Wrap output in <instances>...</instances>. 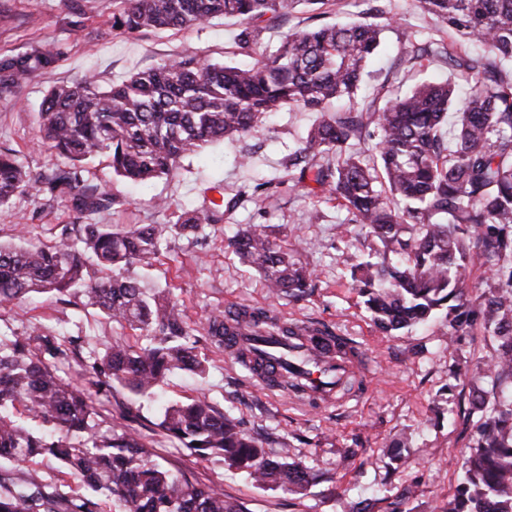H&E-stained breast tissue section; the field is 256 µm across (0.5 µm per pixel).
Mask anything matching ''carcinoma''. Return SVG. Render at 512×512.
I'll use <instances>...</instances> for the list:
<instances>
[{"label":"carcinoma","mask_w":512,"mask_h":512,"mask_svg":"<svg viewBox=\"0 0 512 512\" xmlns=\"http://www.w3.org/2000/svg\"><path fill=\"white\" fill-rule=\"evenodd\" d=\"M329 2L113 0L112 30L121 34L234 18L244 24L240 47L251 49L254 60L239 66L185 55L108 90L91 75L53 88L38 142L62 162L44 184L80 212L99 211L117 203L85 178V165L100 157L115 175L146 183L209 143L257 131L268 113L285 107L322 113L289 159L299 171L291 188L311 179L350 223L380 241V252L357 263L352 284L380 332L391 336L442 311L448 344L474 328L497 341L491 360L471 374L477 437L448 512H512V403L498 397L512 383V72L501 67L512 62V0H418L424 13L448 26L456 49L440 41L417 48L413 58L441 57L470 83L463 101L455 82H425L381 105L374 99L346 111L337 103L355 98L381 43L377 25L289 29L277 49L258 46L262 31L282 27L302 8L323 16ZM3 69L15 83L34 67L10 60ZM458 102V122L445 136L448 110ZM366 141L374 142L376 158L351 150ZM35 189L11 151H0V205ZM239 196L211 200L174 224L121 230L81 224L75 241L54 247L0 243V305L34 294L69 304L79 299L144 340L134 346L112 339L83 379L66 382L57 371L75 354L66 340L44 333L0 339V512H103L106 500L117 512H241L222 488L159 464L147 435L100 431V395L117 388L128 395L125 419L144 420L141 403L155 402L158 421L150 425L200 459L222 462L261 486L306 491V470L268 456L212 403L157 399L169 375L202 377L209 361L197 352L196 329L171 293L149 292L128 275L132 264L155 258L174 230L224 223ZM228 247L274 294L299 301L314 288L313 271L263 229L237 232ZM476 261L489 278L471 298L465 286ZM228 316L248 327L267 312L209 315L203 330L219 348ZM35 458L55 461L85 492H65L27 467Z\"/></svg>","instance_id":"1"}]
</instances>
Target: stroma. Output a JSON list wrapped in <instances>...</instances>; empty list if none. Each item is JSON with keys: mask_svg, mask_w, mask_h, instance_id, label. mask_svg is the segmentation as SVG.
<instances>
[{"mask_svg": "<svg viewBox=\"0 0 512 512\" xmlns=\"http://www.w3.org/2000/svg\"><path fill=\"white\" fill-rule=\"evenodd\" d=\"M112 3L0 0V59L37 51L49 60L19 87L0 74V149L15 152L34 180H44L56 165L37 144L42 104L52 87L91 72L107 89L135 71L190 53L216 61L252 60L251 51L238 45L242 26L237 20L122 35L109 26ZM365 18L382 26L385 47L359 100L371 99L383 87L402 94L423 82L448 79L443 62L412 59L403 40L407 29L423 42L448 37L442 23L422 13L417 0H384L378 12L369 0H341L325 20ZM316 118V113L298 110L273 113L257 133L227 138L184 157L172 175L146 184L117 177L107 160H97L88 168V179L117 197V205L83 217L69 202L42 189L0 205V240L22 232L31 244L52 246L74 238L73 227L82 222L115 229L171 224L182 212L201 208L204 200L218 199L220 192L240 193L239 205L225 214L223 223L173 233L152 265H132L130 276L146 287L171 290L195 328L210 314L236 306L263 307L292 322L329 327L364 353L362 378L368 391L315 409L288 390L258 383L237 358L200 337L198 350L210 363L207 374L171 376L161 397L183 402L206 397L257 438L269 455H287L314 480L302 496L260 488L161 435L155 438L160 463L221 486L225 498L243 512H356L367 499L375 502L371 512H446L464 455L477 436L469 387L454 374L489 360L496 343L476 330L447 346L437 322L394 336L375 329L350 286V267L357 258L380 250V243L349 223L346 211L283 184L288 160L303 146ZM263 182L269 197L258 203L253 191ZM245 224L264 226L314 270V287L305 299L269 295L256 270L226 249V239ZM34 326L75 340L81 360L126 333L95 308L42 295L21 306L0 305V338L28 333Z\"/></svg>", "mask_w": 512, "mask_h": 512, "instance_id": "stroma-1", "label": "stroma"}]
</instances>
